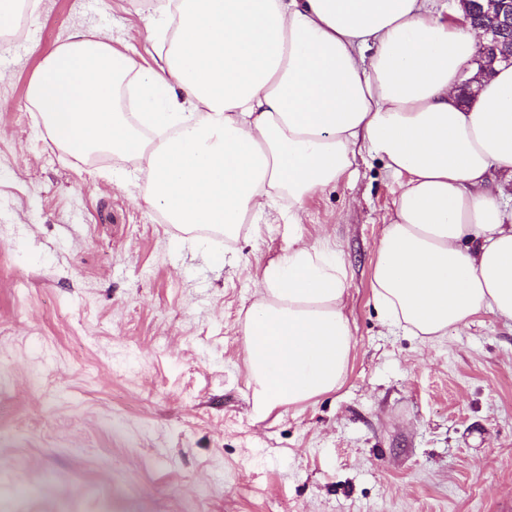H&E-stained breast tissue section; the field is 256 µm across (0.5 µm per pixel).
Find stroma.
Instances as JSON below:
<instances>
[{"label":"stroma","mask_w":512,"mask_h":512,"mask_svg":"<svg viewBox=\"0 0 512 512\" xmlns=\"http://www.w3.org/2000/svg\"><path fill=\"white\" fill-rule=\"evenodd\" d=\"M148 22L145 0H31L0 26V512H512V321H380L383 160L358 155L302 225L191 240L131 161L49 137L28 101L45 56L102 38L147 68ZM299 233L336 242L354 348L338 390L261 419L243 319Z\"/></svg>","instance_id":"obj_1"}]
</instances>
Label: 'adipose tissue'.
Returning <instances> with one entry per match:
<instances>
[{
	"label": "adipose tissue",
	"instance_id": "ef3b65f1",
	"mask_svg": "<svg viewBox=\"0 0 512 512\" xmlns=\"http://www.w3.org/2000/svg\"><path fill=\"white\" fill-rule=\"evenodd\" d=\"M147 40V70L101 40L46 56L29 101L57 144L130 158L148 209L227 238L281 198L302 223L365 148L400 186L373 268L382 321L433 339L512 320V208L487 189L512 178V66L458 103L480 30L439 0H153ZM256 280L244 357L265 418L339 389L353 333L330 238L296 234Z\"/></svg>",
	"mask_w": 512,
	"mask_h": 512
}]
</instances>
